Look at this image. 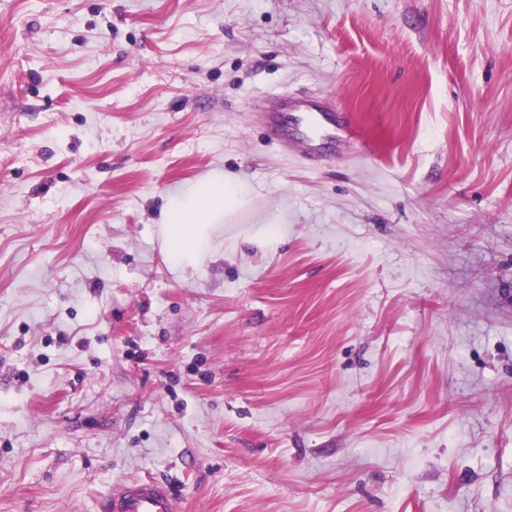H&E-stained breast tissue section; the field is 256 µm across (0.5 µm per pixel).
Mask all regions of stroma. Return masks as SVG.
I'll use <instances>...</instances> for the list:
<instances>
[{
	"mask_svg": "<svg viewBox=\"0 0 512 512\" xmlns=\"http://www.w3.org/2000/svg\"><path fill=\"white\" fill-rule=\"evenodd\" d=\"M284 91L368 157L280 149L248 107ZM213 172L249 203L173 270L160 214ZM141 476L512 512V0H0V512Z\"/></svg>",
	"mask_w": 512,
	"mask_h": 512,
	"instance_id": "stroma-1",
	"label": "stroma"
}]
</instances>
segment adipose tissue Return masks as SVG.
I'll use <instances>...</instances> for the list:
<instances>
[{"mask_svg": "<svg viewBox=\"0 0 512 512\" xmlns=\"http://www.w3.org/2000/svg\"><path fill=\"white\" fill-rule=\"evenodd\" d=\"M246 203L238 177L214 175L171 197L162 215L160 241L173 265L186 268L212 258L216 223Z\"/></svg>", "mask_w": 512, "mask_h": 512, "instance_id": "obj_1", "label": "adipose tissue"}]
</instances>
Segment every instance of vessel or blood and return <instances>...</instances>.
<instances>
[{"instance_id":"vessel-or-blood-1","label":"vessel or blood","mask_w":512,"mask_h":512,"mask_svg":"<svg viewBox=\"0 0 512 512\" xmlns=\"http://www.w3.org/2000/svg\"><path fill=\"white\" fill-rule=\"evenodd\" d=\"M257 110L271 140L313 165L323 160L320 141L344 145L357 135L350 115L320 95L281 92L260 98ZM98 512H183V502L166 481L140 477L113 484L100 500Z\"/></svg>"}]
</instances>
